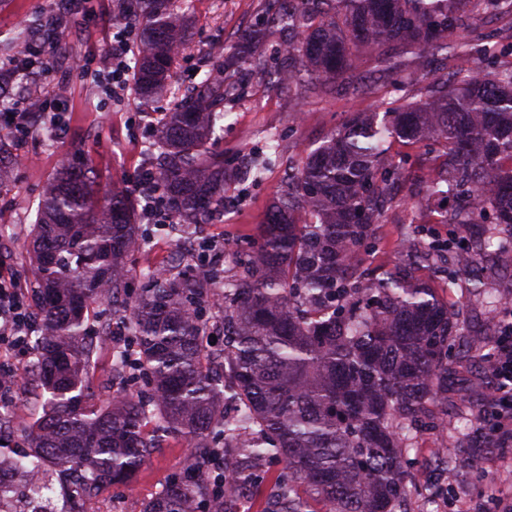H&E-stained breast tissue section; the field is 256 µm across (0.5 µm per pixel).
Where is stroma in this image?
<instances>
[{"label":"stroma","instance_id":"stroma-1","mask_svg":"<svg viewBox=\"0 0 512 512\" xmlns=\"http://www.w3.org/2000/svg\"><path fill=\"white\" fill-rule=\"evenodd\" d=\"M277 6L278 0H192L190 37L171 66V91L145 109L130 88L117 94L105 88L103 62L112 45V15L119 0H82L71 6L64 0H0L1 45L9 43L32 15L68 17L64 51L41 58L48 73L17 77L0 90L10 103L43 101L59 115L56 133L46 141L37 126L25 135L0 126V135L13 145L15 154L38 157L37 163L18 165L7 186L0 188V254L8 258L0 266V276L13 279L22 289L32 280L34 270L26 258L30 226L46 181L61 168L93 163L100 189L119 183L134 198H141L137 179L154 165L149 146L159 113L192 94L200 75L219 64L225 37L255 26ZM459 37L476 50L510 43L512 18L482 16ZM76 57L87 59L88 73L72 71ZM354 64L353 82L304 94L272 87L266 75L254 73L247 76L240 95L225 102L227 116L219 140L225 163H236L243 156L266 161L262 181L254 184L242 178L229 185L223 217L204 227L205 252H222L226 277L236 275L234 255L240 246L256 240L272 200L288 188L289 167L309 146L341 128L350 113L381 111L426 95L425 85L388 82L368 56L355 57ZM271 136L279 143L273 156L266 153ZM437 218L436 206L425 205L407 188H400L385 223L378 227L374 249L359 254L363 266L388 270L400 264L403 246L417 230L448 239L454 226L438 223ZM176 252L173 239L152 235L146 249L134 258L129 295L137 296L143 288V269L166 268ZM477 266L496 288L498 302L485 306L469 298L460 284L439 290L449 301L463 304L458 361L448 376L447 391L433 408L434 414H447V423L418 432L409 451L406 512H512V426L500 424L492 412L495 377L488 361L470 356L475 349L491 346L490 337L481 333L483 325L512 309V263L482 255ZM8 402L11 419L0 426V452L6 454L23 447L27 428L42 414L41 406L26 404L19 392H12ZM189 451L182 439H163L132 485L106 487L100 501L110 512H140L146 499L180 477Z\"/></svg>","mask_w":512,"mask_h":512}]
</instances>
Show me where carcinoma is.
I'll use <instances>...</instances> for the list:
<instances>
[{
	"label": "carcinoma",
	"instance_id": "obj_1",
	"mask_svg": "<svg viewBox=\"0 0 512 512\" xmlns=\"http://www.w3.org/2000/svg\"><path fill=\"white\" fill-rule=\"evenodd\" d=\"M184 2L126 0V19L142 35L131 88L144 105L166 91L187 44ZM486 11L512 16V0H281L248 44L224 43L221 74H205L157 120L151 149L171 217L159 229L174 237L224 213V189L236 180L216 150L224 100L241 89L224 73L262 72L300 92L350 78L352 56L364 52L392 81L428 84L421 100L352 113L291 169L288 191L270 204L258 242L239 254L233 280L211 262L164 274L147 268L149 287L130 299L132 260L147 241L129 190L102 193L87 170L61 168L45 187L27 251L39 329L36 375L21 394L47 397L24 448L0 457V475L55 472L68 480V496L91 502L107 486L130 484L162 437L176 434L195 449L187 477L164 485L141 512H227L231 488L213 492L210 462L221 457L245 489L255 483L248 467L225 457L231 445L246 459L282 465L267 512H313L312 502L323 512H400L404 456L413 435L433 427L428 406L448 383L460 321L434 288L427 257L447 254L448 285L463 273L469 293L491 303L475 256L512 259V66L475 65L456 39ZM269 27L293 34L273 69L261 50ZM442 52L457 62L450 77L427 69ZM393 140L425 147L427 201H453L440 223L482 231L432 237L406 266L376 273L357 256L375 239L393 184L406 178ZM15 162L0 140V184ZM103 301L134 344L112 353V368L140 390L97 407L89 313ZM217 330L220 349L211 345ZM213 358L222 361L217 377ZM229 401L235 419L224 415ZM53 492L49 479L38 488L44 507L36 512H58Z\"/></svg>",
	"mask_w": 512,
	"mask_h": 512
}]
</instances>
